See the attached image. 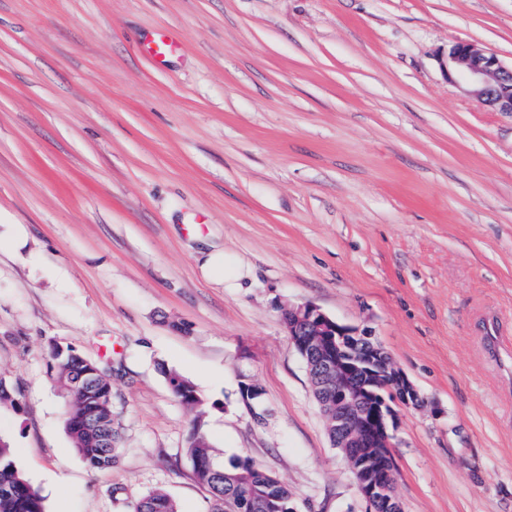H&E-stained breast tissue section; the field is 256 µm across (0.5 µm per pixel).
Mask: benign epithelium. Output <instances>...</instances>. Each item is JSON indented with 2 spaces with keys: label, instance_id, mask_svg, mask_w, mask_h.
Segmentation results:
<instances>
[{
  "label": "benign epithelium",
  "instance_id": "benign-epithelium-1",
  "mask_svg": "<svg viewBox=\"0 0 512 512\" xmlns=\"http://www.w3.org/2000/svg\"><path fill=\"white\" fill-rule=\"evenodd\" d=\"M447 77L483 104L512 113V64L470 41L448 53ZM296 350L308 363L333 447L341 449L365 502V512H402L396 493L393 448L398 416L392 403L417 407L422 398L396 369L385 349L339 324L318 306L302 303L282 311Z\"/></svg>",
  "mask_w": 512,
  "mask_h": 512
}]
</instances>
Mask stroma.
I'll list each match as a JSON object with an SVG mask.
<instances>
[{"instance_id":"1","label":"stroma","mask_w":512,"mask_h":512,"mask_svg":"<svg viewBox=\"0 0 512 512\" xmlns=\"http://www.w3.org/2000/svg\"><path fill=\"white\" fill-rule=\"evenodd\" d=\"M461 40L511 64L512 0H0V435L46 512H209L173 373L296 512H364L282 322L305 302L424 400L403 512H512V113L447 79ZM53 340L112 360L111 468L66 431ZM203 272L223 282L224 288L234 286L243 277L241 265L226 251L208 253L201 264ZM169 383L172 388L173 393L181 400L185 405L196 408L200 401L196 396V391L192 383L178 375V374H170L169 375ZM132 512H178L171 496L163 490H155L139 499Z\"/></svg>"}]
</instances>
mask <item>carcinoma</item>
Listing matches in <instances>:
<instances>
[{
	"label": "carcinoma",
	"mask_w": 512,
	"mask_h": 512,
	"mask_svg": "<svg viewBox=\"0 0 512 512\" xmlns=\"http://www.w3.org/2000/svg\"><path fill=\"white\" fill-rule=\"evenodd\" d=\"M50 369L55 371L66 397V428L74 447L92 469L112 467L114 454L104 438L89 425L94 416L112 420L109 403L112 384L106 380L105 368L92 363L101 383L100 392L89 396L81 388V375L88 360L59 343L49 348ZM173 393L185 405L200 404L192 383L178 375H169ZM196 480L209 492L210 512H295L288 486L277 476L261 469L248 457L224 459L204 428L203 414L192 423L186 446ZM0 512H46L44 497L18 469L9 440L0 436ZM132 512H178L171 496L155 490L133 506Z\"/></svg>",
	"instance_id": "carcinoma-1"
}]
</instances>
